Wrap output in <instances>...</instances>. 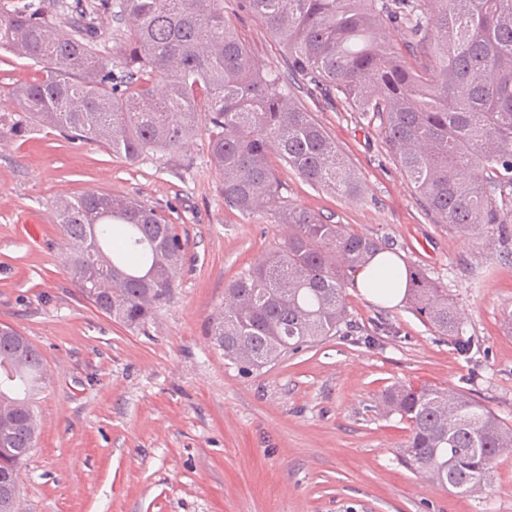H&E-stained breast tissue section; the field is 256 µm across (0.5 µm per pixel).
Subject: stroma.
I'll return each instance as SVG.
<instances>
[{
	"instance_id": "stroma-1",
	"label": "stroma",
	"mask_w": 512,
	"mask_h": 512,
	"mask_svg": "<svg viewBox=\"0 0 512 512\" xmlns=\"http://www.w3.org/2000/svg\"><path fill=\"white\" fill-rule=\"evenodd\" d=\"M224 16L254 62L288 72L261 19L224 0ZM40 64L0 50V116ZM288 85L335 140L362 185L331 194L280 164L294 206L382 238L447 288L462 336L458 354L410 304L384 308L345 290L358 336L343 332L245 372L205 332L224 289L285 234L259 208H227L206 134L137 162L36 125L0 137V323L41 351L47 379L38 436L23 467L22 512H512V456L491 493L458 495L397 462L407 422L377 410L395 383L466 388L512 424V240L463 236L436 223L375 131L341 98L302 77ZM101 191L138 199L174 224L186 263L173 294L131 329L84 299L64 268L53 204Z\"/></svg>"
}]
</instances>
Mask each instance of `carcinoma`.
Here are the masks:
<instances>
[{"mask_svg": "<svg viewBox=\"0 0 512 512\" xmlns=\"http://www.w3.org/2000/svg\"><path fill=\"white\" fill-rule=\"evenodd\" d=\"M283 45L288 69L340 95L395 158L437 223L507 242L498 196L512 191V0H242ZM30 0L0 10V49L44 64L42 78L13 93L29 125L97 142L135 162L175 152L208 131L210 161L227 207L258 206L285 227L225 289L235 306L207 325L224 357L258 371L349 325L345 288L383 240L330 224L280 194L272 159L345 196L360 181L324 128L300 108L280 74L255 64L224 19V0ZM131 19L107 44L97 20ZM405 33L404 43L386 30ZM422 53L430 64L412 67ZM119 70L109 67L111 57ZM64 267L82 296L129 328L145 326L170 298L184 249L173 225L135 198L90 192L54 203ZM411 307L434 332L468 352L448 289L409 272ZM41 352L0 325V512H14V471L35 447ZM381 409L410 424L400 464L458 494L489 485L512 455V425L461 389L394 384Z\"/></svg>", "mask_w": 512, "mask_h": 512, "instance_id": "cac0c4a2", "label": "carcinoma"}]
</instances>
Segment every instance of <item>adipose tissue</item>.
Here are the masks:
<instances>
[{"mask_svg":"<svg viewBox=\"0 0 512 512\" xmlns=\"http://www.w3.org/2000/svg\"><path fill=\"white\" fill-rule=\"evenodd\" d=\"M355 285L369 302L393 308L407 293L409 275L396 253L383 250L356 272Z\"/></svg>","mask_w":512,"mask_h":512,"instance_id":"adipose-tissue-1","label":"adipose tissue"}]
</instances>
